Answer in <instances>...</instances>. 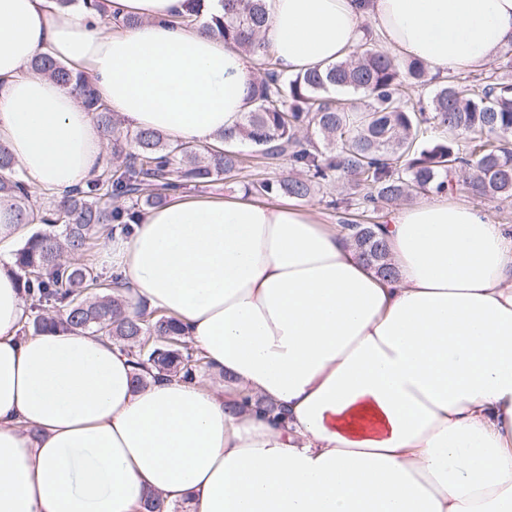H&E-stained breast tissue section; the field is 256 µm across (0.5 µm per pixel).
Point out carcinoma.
Returning a JSON list of instances; mask_svg holds the SVG:
<instances>
[{"label":"carcinoma","mask_w":512,"mask_h":512,"mask_svg":"<svg viewBox=\"0 0 512 512\" xmlns=\"http://www.w3.org/2000/svg\"><path fill=\"white\" fill-rule=\"evenodd\" d=\"M221 2L224 14L211 16L209 31L252 56L260 77L248 89L251 110L237 134H224L220 141H247L255 152L291 171L252 182V191L304 199L336 182L345 188L334 201L336 209L375 211L381 203L414 192L447 190L448 173L465 170L473 160L472 193L490 202L512 199L511 53L500 71L485 77H444L427 112L412 98L427 85L423 63H402L368 50L325 68L286 75L257 38L266 20L264 0ZM31 68L79 88L85 108L109 138L112 160L83 186L52 201L42 222L58 230L31 235L18 250L17 274L30 301L29 324L36 333L60 323L121 342L132 358L138 387L148 375L194 380L210 365L185 340L174 317L141 303L131 307L111 293L87 300L101 274L86 256L101 226L120 224L127 232L141 208L162 204L167 194L190 182L231 174L244 159L233 149L174 144L150 129L125 135L82 73L48 56L35 58ZM343 92L362 94L368 102L360 106ZM489 133L497 140L486 138ZM33 206L24 175L0 143V208L27 225ZM343 228L368 265L385 276L396 274L379 225L347 221ZM46 307L56 309L57 318L40 314Z\"/></svg>","instance_id":"1"}]
</instances>
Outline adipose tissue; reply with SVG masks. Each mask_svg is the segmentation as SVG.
<instances>
[{"mask_svg": "<svg viewBox=\"0 0 512 512\" xmlns=\"http://www.w3.org/2000/svg\"><path fill=\"white\" fill-rule=\"evenodd\" d=\"M112 28L55 0H0V142L32 194L100 173L107 139L86 72L126 124L212 145L240 125L249 55L177 24L184 0H114ZM261 37L289 75L368 37L445 75L512 48V0H265ZM0 209V512H512V226L450 193L381 225L397 274L360 258L314 205L176 196L143 211L103 260L134 302L174 316L220 375L132 383L113 341L24 336ZM249 397L247 407L230 406ZM284 412L272 423L266 405Z\"/></svg>", "mask_w": 512, "mask_h": 512, "instance_id": "obj_1", "label": "adipose tissue"}]
</instances>
